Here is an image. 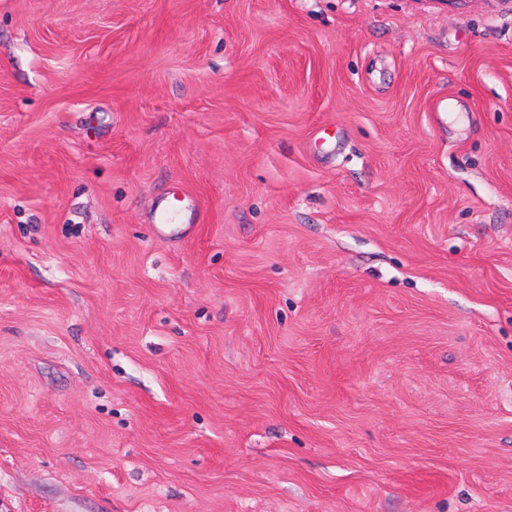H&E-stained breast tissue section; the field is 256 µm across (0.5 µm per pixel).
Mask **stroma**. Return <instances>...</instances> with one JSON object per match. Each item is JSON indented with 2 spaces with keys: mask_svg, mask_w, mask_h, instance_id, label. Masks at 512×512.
<instances>
[{
  "mask_svg": "<svg viewBox=\"0 0 512 512\" xmlns=\"http://www.w3.org/2000/svg\"><path fill=\"white\" fill-rule=\"evenodd\" d=\"M0 512H512V0H0Z\"/></svg>",
  "mask_w": 512,
  "mask_h": 512,
  "instance_id": "35a3bbf8",
  "label": "stroma"
}]
</instances>
